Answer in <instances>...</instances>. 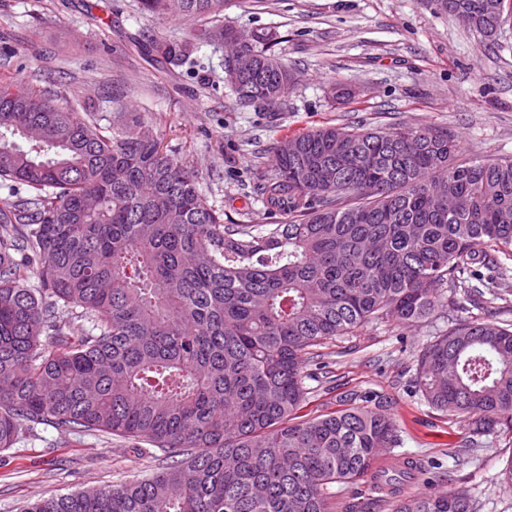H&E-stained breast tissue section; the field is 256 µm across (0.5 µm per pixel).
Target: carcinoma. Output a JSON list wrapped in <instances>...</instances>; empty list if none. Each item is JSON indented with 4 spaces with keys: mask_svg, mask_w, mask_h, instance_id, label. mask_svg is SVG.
<instances>
[{
    "mask_svg": "<svg viewBox=\"0 0 512 512\" xmlns=\"http://www.w3.org/2000/svg\"><path fill=\"white\" fill-rule=\"evenodd\" d=\"M492 38L507 4L447 0ZM227 0H181L187 38L139 34L151 60L182 67L222 45ZM163 20L172 0H138ZM255 71L224 81L277 111L293 71L264 29L247 31ZM120 112L97 125L54 86L0 82V450L49 422L164 451L125 485L42 497L23 512H330V487L368 478L396 490L425 471L377 466L400 441L380 401L350 393L314 417L316 350L369 326L436 312L413 389L463 425V447L512 427V157L461 161L433 126L322 125L286 138L256 189L288 222L226 224L197 176ZM23 139L26 147L18 140ZM476 309L481 317H463ZM89 324L80 336L72 323ZM448 490L394 512H478Z\"/></svg>",
    "mask_w": 512,
    "mask_h": 512,
    "instance_id": "cac0c4a2",
    "label": "carcinoma"
}]
</instances>
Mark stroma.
I'll return each mask as SVG.
<instances>
[{"label": "stroma", "mask_w": 512, "mask_h": 512, "mask_svg": "<svg viewBox=\"0 0 512 512\" xmlns=\"http://www.w3.org/2000/svg\"><path fill=\"white\" fill-rule=\"evenodd\" d=\"M224 22L282 37L298 76L282 111L240 104L224 83L221 49L200 46L194 65L175 70L148 64L124 35L180 36L195 23L178 15L155 21L135 0H0V80L52 83L103 126L119 110L146 117L163 151L197 172L200 191L228 224L284 223L256 193L255 156L313 126L435 125L457 135L463 160L512 156V12L490 40L432 0H230ZM334 84L358 89L356 101L331 104ZM435 327L378 325L328 343L326 370L305 381L306 411L336 410L346 392L378 394L403 428L400 447L382 456L427 462L436 488L477 497L480 512H512V491L498 484L512 431L484 438L472 463L457 466L459 425L436 418L412 390L415 358ZM166 462L147 444L42 424L0 451V512L138 480Z\"/></svg>", "instance_id": "obj_1"}]
</instances>
